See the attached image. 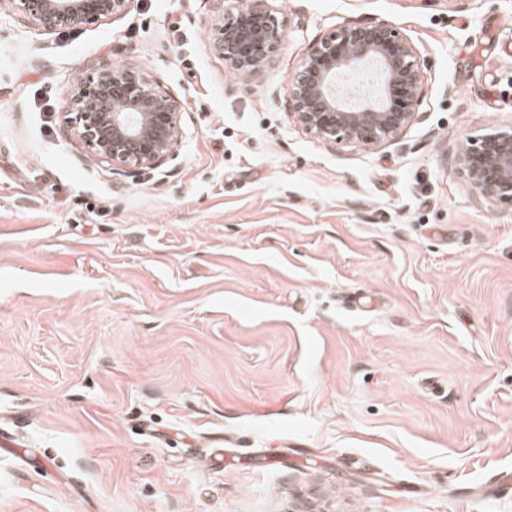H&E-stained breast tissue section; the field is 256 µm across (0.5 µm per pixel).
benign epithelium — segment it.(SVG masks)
I'll return each instance as SVG.
<instances>
[{"instance_id": "7a95c632", "label": "benign epithelium", "mask_w": 512, "mask_h": 512, "mask_svg": "<svg viewBox=\"0 0 512 512\" xmlns=\"http://www.w3.org/2000/svg\"><path fill=\"white\" fill-rule=\"evenodd\" d=\"M29 23L79 27L120 12L128 0H4ZM283 37L268 0L219 9L211 44L244 81L269 68ZM412 39L388 22L350 23L316 40L288 86V111L330 143L372 147L400 136L419 114L423 74ZM72 134L98 159L123 168H155L181 141L177 99L127 66L109 65L70 89ZM453 169L484 207L512 206V128L468 137L451 155Z\"/></svg>"}]
</instances>
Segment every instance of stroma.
I'll use <instances>...</instances> for the list:
<instances>
[{
	"mask_svg": "<svg viewBox=\"0 0 512 512\" xmlns=\"http://www.w3.org/2000/svg\"><path fill=\"white\" fill-rule=\"evenodd\" d=\"M243 83L214 0L47 31L0 10V512H512V207L448 163L512 127V0H270ZM415 43L417 120L371 148L288 112L321 36ZM181 104L174 159L64 129L103 65ZM502 486L501 494L488 490ZM216 1L220 9L211 28L213 50L240 79L248 81L263 75L283 37L282 22L269 1H243L232 12H224L223 0Z\"/></svg>",
	"mask_w": 512,
	"mask_h": 512,
	"instance_id": "stroma-1",
	"label": "stroma"
}]
</instances>
